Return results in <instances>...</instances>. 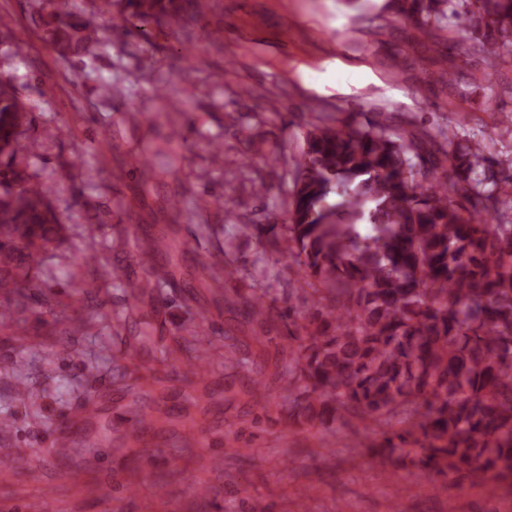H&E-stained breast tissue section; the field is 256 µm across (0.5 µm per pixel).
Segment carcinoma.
I'll return each mask as SVG.
<instances>
[{
	"instance_id": "obj_1",
	"label": "carcinoma",
	"mask_w": 512,
	"mask_h": 512,
	"mask_svg": "<svg viewBox=\"0 0 512 512\" xmlns=\"http://www.w3.org/2000/svg\"><path fill=\"white\" fill-rule=\"evenodd\" d=\"M51 40L88 51L89 20L72 0H42ZM200 0H125L116 29L203 17ZM406 17L426 36L455 21L460 42L490 67L512 56V0H409ZM32 118L0 77V306L51 301L38 276L43 251L65 240L49 192L17 161ZM287 212L285 251L309 287L312 311L273 313L262 297L224 293V307L253 322L286 321L280 375L288 423L325 427L354 419L394 423L367 454L473 486L512 480V156L482 140L459 142L454 126L431 135L367 120L313 125L303 136ZM181 243L165 232L150 251ZM87 280L106 265L83 257ZM148 291L124 288L128 314ZM192 340L173 336L161 355L187 353L184 372L201 378ZM224 363L257 371L240 340L224 333Z\"/></svg>"
}]
</instances>
